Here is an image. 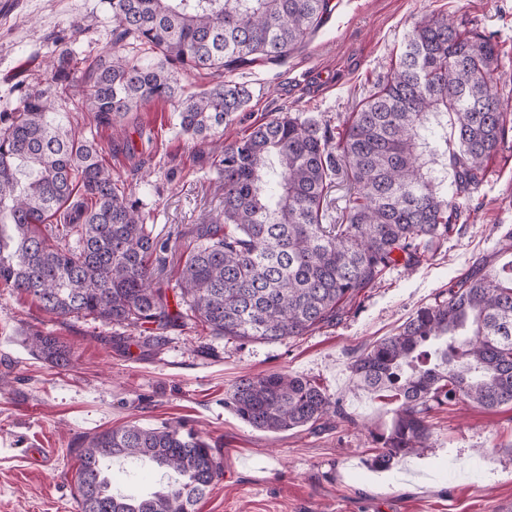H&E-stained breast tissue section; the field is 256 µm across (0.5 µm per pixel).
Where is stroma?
<instances>
[{
  "mask_svg": "<svg viewBox=\"0 0 512 512\" xmlns=\"http://www.w3.org/2000/svg\"><path fill=\"white\" fill-rule=\"evenodd\" d=\"M333 2L320 29L287 57L234 72L251 100L225 127V143L281 111L342 123L390 75L413 27L438 14L491 37L503 56L494 83L512 98V0ZM114 26L108 0H16L0 12V110L45 84L56 38L74 36L91 59L106 50ZM175 122L172 103L158 100L94 130L104 165L150 211L154 234L175 242L164 271L171 284L192 226L224 207L208 147ZM487 168V185L461 200L458 230L433 260L412 272L391 270L338 324L306 336L242 343L200 325L169 331L165 345L148 349L136 330L57 319L32 295L0 288V378L8 381L0 391V512H78L80 442L125 424H180L209 440L224 473L197 512H498L511 505L512 405L434 411L429 448L376 470L368 431L389 422L392 404L357 387L350 370L482 258L512 263L502 246L512 229V136ZM33 329L69 346L71 364L54 367L32 355L25 339ZM273 372L315 381L340 401L347 420L279 434L243 423L226 403L232 386ZM24 448L48 449L47 463L32 465Z\"/></svg>",
  "mask_w": 512,
  "mask_h": 512,
  "instance_id": "stroma-1",
  "label": "stroma"
}]
</instances>
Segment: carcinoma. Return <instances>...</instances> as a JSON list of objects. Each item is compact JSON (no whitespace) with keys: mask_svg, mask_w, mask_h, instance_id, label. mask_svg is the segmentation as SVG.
<instances>
[{"mask_svg":"<svg viewBox=\"0 0 512 512\" xmlns=\"http://www.w3.org/2000/svg\"><path fill=\"white\" fill-rule=\"evenodd\" d=\"M109 4L116 26L83 75L81 110L110 127L141 103L176 101L180 131L210 145L224 209L193 225L176 288L163 287L168 247L150 215L117 186L95 137L63 134L56 123L78 55L73 39L59 40L46 85L0 112V287L36 297L56 318L140 328L148 347L197 324L214 336L272 343L339 323L391 269L433 259L455 230L459 199L483 184L512 122L493 84L496 45L442 15L415 25L390 78L342 132L280 112L226 144L224 124L250 99L230 73L287 56L320 27L330 0ZM178 67L220 80L186 95ZM340 181L346 206L327 224V198ZM26 342L53 367L71 364L55 336L32 330ZM351 372L396 401L390 423L369 432L378 449L372 465L384 470L428 447L434 409L512 404V268L477 262L448 295L365 349ZM227 404L269 433L353 422L320 386L290 373L242 376ZM77 456L79 512H195L222 472L207 440L180 425L106 430ZM113 460L156 465L164 486L113 490Z\"/></svg>","mask_w":512,"mask_h":512,"instance_id":"cac0c4a2","label":"carcinoma"}]
</instances>
